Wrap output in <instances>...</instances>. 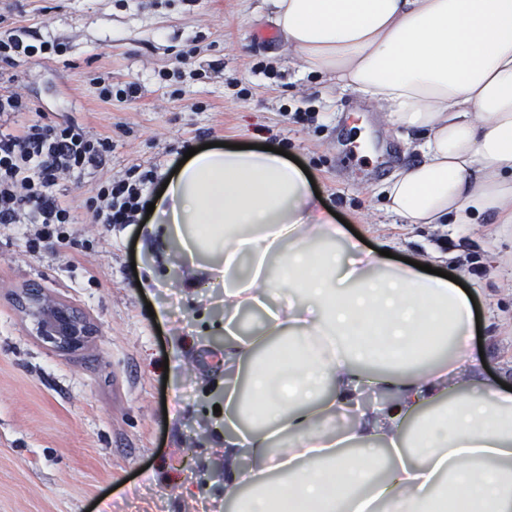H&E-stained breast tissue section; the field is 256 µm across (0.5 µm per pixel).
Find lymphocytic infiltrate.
I'll use <instances>...</instances> for the list:
<instances>
[{
	"mask_svg": "<svg viewBox=\"0 0 512 512\" xmlns=\"http://www.w3.org/2000/svg\"><path fill=\"white\" fill-rule=\"evenodd\" d=\"M62 51L61 43L34 38L23 28L0 31V224L41 242L69 239L68 227L75 221L68 203L53 191L60 177L102 161L112 150L111 137L90 136L74 120L46 123L39 107L12 91L21 63L48 60ZM21 112L26 120L10 124V116ZM153 179V170L134 167L127 178L102 183L95 223H139L146 207L143 193Z\"/></svg>",
	"mask_w": 512,
	"mask_h": 512,
	"instance_id": "lymphocytic-infiltrate-1",
	"label": "lymphocytic infiltrate"
}]
</instances>
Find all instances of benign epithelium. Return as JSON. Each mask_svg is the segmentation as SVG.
Returning a JSON list of instances; mask_svg holds the SVG:
<instances>
[{"mask_svg": "<svg viewBox=\"0 0 512 512\" xmlns=\"http://www.w3.org/2000/svg\"><path fill=\"white\" fill-rule=\"evenodd\" d=\"M17 306L30 320L34 334L58 352H73L86 346L97 326L69 302L43 288H25L17 296Z\"/></svg>", "mask_w": 512, "mask_h": 512, "instance_id": "benign-epithelium-1", "label": "benign epithelium"}]
</instances>
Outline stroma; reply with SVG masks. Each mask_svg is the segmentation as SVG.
Wrapping results in <instances>:
<instances>
[{"label": "stroma", "mask_w": 512, "mask_h": 512, "mask_svg": "<svg viewBox=\"0 0 512 512\" xmlns=\"http://www.w3.org/2000/svg\"><path fill=\"white\" fill-rule=\"evenodd\" d=\"M0 21L66 46L16 71L46 122L112 138L101 166L55 187L76 217L69 241L33 253L0 225V512H227L224 456L210 445L223 370L202 359L224 291L183 287L147 224H96L87 210L107 178L138 165L160 182L207 143L283 148L374 249L458 278L485 378L512 383V224L393 223L385 188L420 161L416 135L307 71L267 0H0ZM102 77L140 93L104 101ZM33 284L96 324L85 348L60 353L34 336L15 303Z\"/></svg>", "instance_id": "stroma-1"}]
</instances>
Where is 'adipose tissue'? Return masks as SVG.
I'll use <instances>...</instances> for the list:
<instances>
[{"label":"adipose tissue","mask_w":512,"mask_h":512,"mask_svg":"<svg viewBox=\"0 0 512 512\" xmlns=\"http://www.w3.org/2000/svg\"><path fill=\"white\" fill-rule=\"evenodd\" d=\"M270 3L309 72L421 134L391 218L512 224V0ZM152 218L186 286L224 290L233 512H512V393L477 366L461 286L347 239L271 151H199ZM366 387L380 405L360 406Z\"/></svg>","instance_id":"obj_1"}]
</instances>
